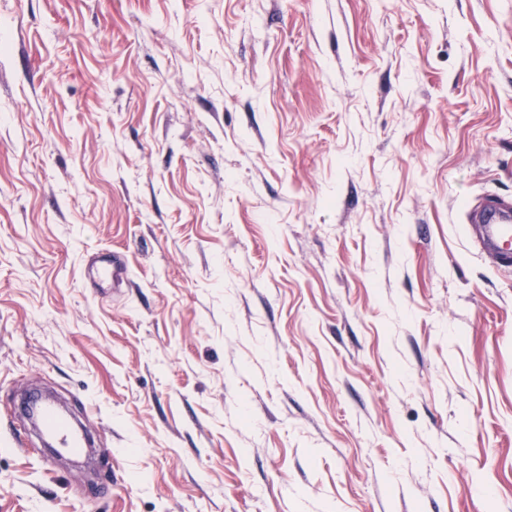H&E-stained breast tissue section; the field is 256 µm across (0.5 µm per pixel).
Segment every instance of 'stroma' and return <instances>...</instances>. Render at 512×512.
I'll return each mask as SVG.
<instances>
[{"instance_id":"stroma-1","label":"stroma","mask_w":512,"mask_h":512,"mask_svg":"<svg viewBox=\"0 0 512 512\" xmlns=\"http://www.w3.org/2000/svg\"><path fill=\"white\" fill-rule=\"evenodd\" d=\"M491 200L512 0H0V512H512ZM36 422L46 437L57 447L78 455L84 447L83 436L57 411L51 403H41Z\"/></svg>"}]
</instances>
